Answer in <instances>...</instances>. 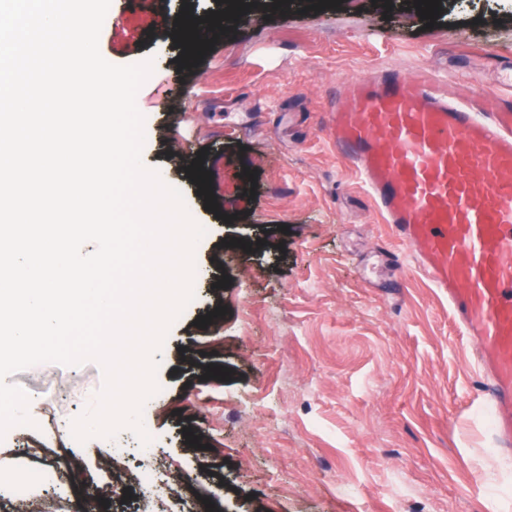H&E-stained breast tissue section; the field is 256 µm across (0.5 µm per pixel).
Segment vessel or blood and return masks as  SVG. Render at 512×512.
<instances>
[{"label":"vessel or blood","mask_w":512,"mask_h":512,"mask_svg":"<svg viewBox=\"0 0 512 512\" xmlns=\"http://www.w3.org/2000/svg\"><path fill=\"white\" fill-rule=\"evenodd\" d=\"M329 140L476 345L491 432L512 450V99H444L391 73L346 85Z\"/></svg>","instance_id":"b4317fda"}]
</instances>
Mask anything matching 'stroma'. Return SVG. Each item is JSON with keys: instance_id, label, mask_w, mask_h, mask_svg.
I'll use <instances>...</instances> for the list:
<instances>
[{"instance_id": "35a3bbf8", "label": "stroma", "mask_w": 512, "mask_h": 512, "mask_svg": "<svg viewBox=\"0 0 512 512\" xmlns=\"http://www.w3.org/2000/svg\"><path fill=\"white\" fill-rule=\"evenodd\" d=\"M107 17L105 60L153 59L136 96L142 161L204 226L201 274L156 355L148 445L127 428L72 437L104 385L97 362L9 376L33 424L0 438V512L33 497L66 512H199L206 500L213 512H488L512 501V455L482 418L471 342L412 257L400 292L383 288L378 256L401 245L324 129L361 77L500 90L512 0H441L431 27L405 0L304 13L252 0L192 73L172 29L137 18L130 0H111ZM196 158L217 210L185 172ZM211 364L228 380L207 377ZM94 494L106 508H89Z\"/></svg>"}]
</instances>
